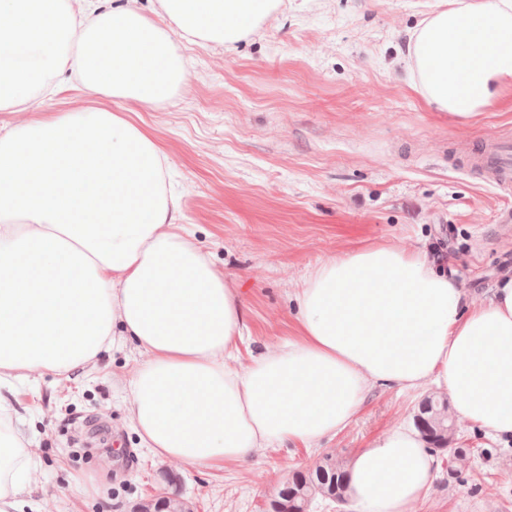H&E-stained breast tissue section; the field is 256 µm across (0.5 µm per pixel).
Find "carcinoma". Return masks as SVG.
<instances>
[{
	"label": "carcinoma",
	"instance_id": "carcinoma-1",
	"mask_svg": "<svg viewBox=\"0 0 512 512\" xmlns=\"http://www.w3.org/2000/svg\"><path fill=\"white\" fill-rule=\"evenodd\" d=\"M415 425L428 451L448 455V480L458 478L470 467L473 449L453 447L455 428L448 402L435 398L423 400L415 415ZM348 481L347 470L329 461L312 471L295 470L271 500L273 512H308L318 495L343 504ZM186 509V503L176 495L137 504V512H186Z\"/></svg>",
	"mask_w": 512,
	"mask_h": 512
}]
</instances>
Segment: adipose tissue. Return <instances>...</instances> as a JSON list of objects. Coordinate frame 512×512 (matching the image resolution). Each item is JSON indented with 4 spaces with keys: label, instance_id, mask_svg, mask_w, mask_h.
I'll return each mask as SVG.
<instances>
[{
    "label": "adipose tissue",
    "instance_id": "adipose-tissue-1",
    "mask_svg": "<svg viewBox=\"0 0 512 512\" xmlns=\"http://www.w3.org/2000/svg\"><path fill=\"white\" fill-rule=\"evenodd\" d=\"M279 2L161 0L165 28L133 4L0 0V109L28 107L68 72L89 94L156 103L183 80L171 29L231 47ZM73 39L77 51H64ZM407 55L426 105L470 123L512 90V0H436ZM164 164L107 110L0 136V370L67 376L121 331L147 356L129 384L138 433L155 456L196 467L334 436L377 384L435 386L453 415L512 439V277L472 304L427 251H345L299 288L296 336L233 366L243 303L174 224ZM89 191L96 206L81 200ZM35 467L0 432V512H20ZM438 467L417 431L389 430L347 465L353 512H412Z\"/></svg>",
    "mask_w": 512,
    "mask_h": 512
}]
</instances>
